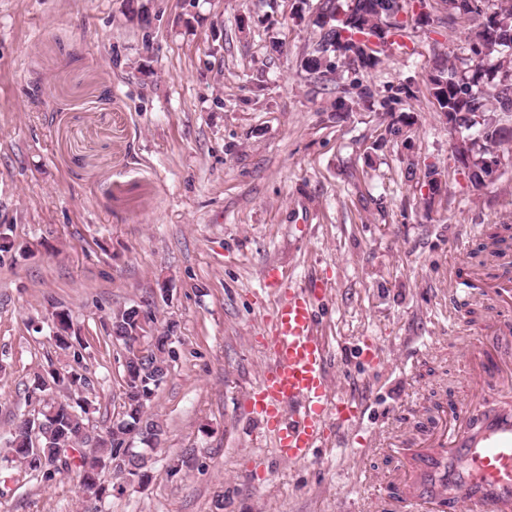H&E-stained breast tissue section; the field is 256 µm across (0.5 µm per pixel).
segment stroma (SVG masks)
I'll return each instance as SVG.
<instances>
[{"mask_svg":"<svg viewBox=\"0 0 512 512\" xmlns=\"http://www.w3.org/2000/svg\"><path fill=\"white\" fill-rule=\"evenodd\" d=\"M151 22L129 18V2ZM290 0H0V448L33 409L34 374L72 358L52 314L71 313L93 386L89 430L123 411L113 311L173 325L175 354L148 413L164 427L145 482L105 472L102 512H357L389 461L377 440L437 401L461 403L475 289H452L490 224H512V160L473 190L435 110L429 76L467 55L465 23L412 31L370 74L413 82L405 108L420 162L372 149L381 109L337 118L336 85L298 62L318 32ZM282 52H275L273 44ZM445 188L432 209L428 166ZM276 264L324 281L316 318L331 388L364 407L305 463L276 454L244 401ZM190 465H182L186 451ZM0 512H85L74 474L0 468Z\"/></svg>","mask_w":512,"mask_h":512,"instance_id":"obj_1","label":"stroma"}]
</instances>
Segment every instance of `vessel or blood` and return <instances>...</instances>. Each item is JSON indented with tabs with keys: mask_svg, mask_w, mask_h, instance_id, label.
Wrapping results in <instances>:
<instances>
[{
	"mask_svg": "<svg viewBox=\"0 0 512 512\" xmlns=\"http://www.w3.org/2000/svg\"><path fill=\"white\" fill-rule=\"evenodd\" d=\"M265 284L276 298L275 319L264 338L267 363L245 409L263 423L282 460L303 462L332 425L356 419L360 410L330 392L328 355L315 318L327 296L324 282L298 284L271 265ZM494 353L512 359V328L497 312L470 349L478 364L469 380L475 417L456 407L440 428L414 438L398 432L387 442L402 458L388 483L397 512H512V403L485 402Z\"/></svg>",
	"mask_w": 512,
	"mask_h": 512,
	"instance_id": "1",
	"label": "vessel or blood"
}]
</instances>
